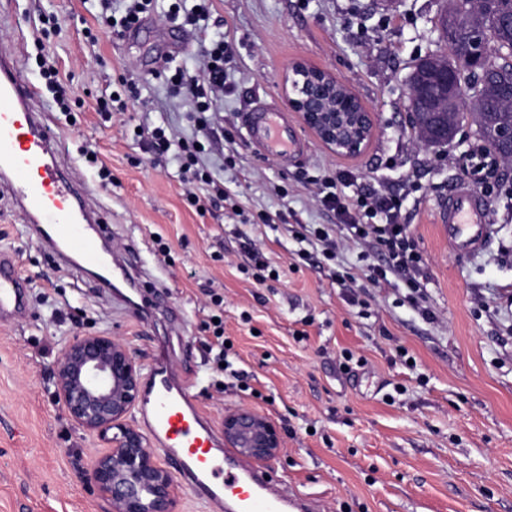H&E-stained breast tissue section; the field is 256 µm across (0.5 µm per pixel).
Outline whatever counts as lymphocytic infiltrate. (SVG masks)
Listing matches in <instances>:
<instances>
[{
	"mask_svg": "<svg viewBox=\"0 0 512 512\" xmlns=\"http://www.w3.org/2000/svg\"><path fill=\"white\" fill-rule=\"evenodd\" d=\"M167 15L173 20L183 19L204 45L197 74L179 68L169 78L173 94L190 104V119L196 133L187 138L167 127L156 126L143 129L142 135L156 157L170 154L179 161L186 200L203 213L229 197L223 181L216 179L205 165L202 146L213 134V115L224 92V63L230 59L232 47L223 37L213 36L209 31L210 0H198L191 6L186 0H174ZM318 198L323 206L345 218L352 238L371 240L377 248L380 259L368 266V278L374 286L388 284L390 275L397 273L410 294L419 293L423 260L407 225L398 221L401 205L396 198L369 188L348 194L339 189L333 178L324 181Z\"/></svg>",
	"mask_w": 512,
	"mask_h": 512,
	"instance_id": "obj_1",
	"label": "lymphocytic infiltrate"
}]
</instances>
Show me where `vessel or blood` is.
<instances>
[{"mask_svg":"<svg viewBox=\"0 0 512 512\" xmlns=\"http://www.w3.org/2000/svg\"><path fill=\"white\" fill-rule=\"evenodd\" d=\"M39 97L37 87L22 75L16 50L1 48L0 192L12 198L39 237L69 263L94 267L113 288L126 289V302H133L139 292L129 266L101 249L106 227L87 203V184L65 170L63 141L51 113L39 108ZM246 122L248 141L262 155L285 159L306 148L290 131L287 113L274 103H256ZM440 221L453 252L465 255L487 248L492 230L489 206L468 183L451 187ZM26 312V288L16 259L1 250L0 325ZM138 414L178 482L217 512H304L300 498L272 492L263 471L222 446L197 407L190 384H175L165 350L154 354Z\"/></svg>","mask_w":512,"mask_h":512,"instance_id":"1","label":"vessel or blood"}]
</instances>
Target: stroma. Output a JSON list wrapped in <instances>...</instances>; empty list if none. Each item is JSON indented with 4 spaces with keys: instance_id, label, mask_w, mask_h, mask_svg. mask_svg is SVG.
<instances>
[{
    "instance_id": "1",
    "label": "stroma",
    "mask_w": 512,
    "mask_h": 512,
    "mask_svg": "<svg viewBox=\"0 0 512 512\" xmlns=\"http://www.w3.org/2000/svg\"><path fill=\"white\" fill-rule=\"evenodd\" d=\"M444 0H213L212 28L233 47L207 162L236 194L240 211L199 213L182 196L173 158L141 164L138 131L167 126L191 134L187 106L171 95L174 68L196 72L199 48L165 21L155 0L138 29L119 34L96 20L97 0H0V47L17 50L37 87L42 53L81 99L55 113L65 158L95 186L116 251L136 246L141 276L160 307L129 310L89 269L65 265L27 232L0 194V250L14 254L29 289L28 314L0 325V512H109L87 471L100 441L75 428L55 402L51 370L78 330L124 338L143 362L166 340L179 375L214 427L234 406L254 408L282 432L280 455L263 469L276 489L314 512H512V164L485 198L495 242L485 252L450 251L440 223L448 189L465 174L458 150L421 142L410 121L408 76L434 49ZM59 35L36 42L40 20ZM347 85L375 115L355 157L336 154L290 110L293 62ZM134 83L123 121L105 120L97 99ZM287 109L304 154L287 162L257 154L243 114L259 100ZM95 150L97 163L83 149ZM112 184L98 185V170ZM332 176L385 190L401 203L423 257L418 304L401 281L367 278V243L348 238L317 198ZM271 223H264V216ZM331 228L337 261L320 248L297 256L292 233ZM260 243L278 279L258 284L242 248ZM166 243L169 256L158 252ZM350 272L349 288L335 272ZM359 305H350L349 293ZM223 296L224 337L241 380L216 389L206 325L211 295ZM430 310L423 318L419 307Z\"/></svg>"
}]
</instances>
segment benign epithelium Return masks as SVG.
<instances>
[{
    "instance_id": "obj_1",
    "label": "benign epithelium",
    "mask_w": 512,
    "mask_h": 512,
    "mask_svg": "<svg viewBox=\"0 0 512 512\" xmlns=\"http://www.w3.org/2000/svg\"><path fill=\"white\" fill-rule=\"evenodd\" d=\"M448 58L431 57L419 64L409 81L419 82L432 73H446ZM291 107L321 143L336 153L357 156L374 127V115L365 107L344 116L332 111L336 89L349 91L328 72L303 62L291 65ZM457 111L453 91L443 89L432 103L411 113L428 146L456 144L460 156L473 160L474 141H455L456 126L447 115ZM143 364L128 343L103 331H76L53 367L54 399L79 430L97 437L106 451L95 456L89 482L110 507V512H174V476L158 461L146 437L129 417L139 397ZM224 442L247 461L265 464L284 447L277 423L243 406L224 411Z\"/></svg>"
}]
</instances>
